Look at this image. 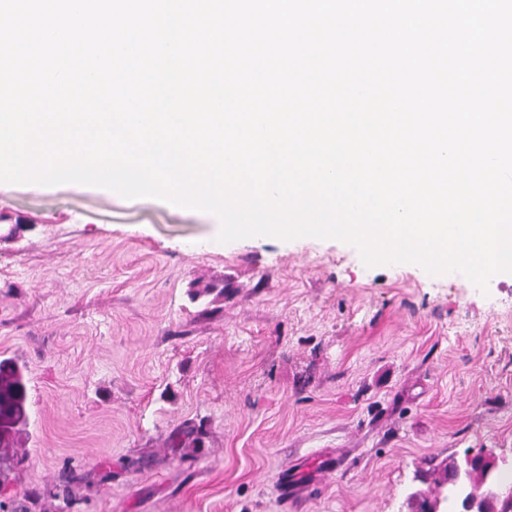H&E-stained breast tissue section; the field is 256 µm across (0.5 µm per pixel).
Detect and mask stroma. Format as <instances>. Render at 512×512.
<instances>
[{
	"mask_svg": "<svg viewBox=\"0 0 512 512\" xmlns=\"http://www.w3.org/2000/svg\"><path fill=\"white\" fill-rule=\"evenodd\" d=\"M215 216L0 183V360L28 512H413L427 460L512 473V273L366 266L349 243L216 244ZM28 421L25 378L11 359L0 360V448H10L18 427Z\"/></svg>",
	"mask_w": 512,
	"mask_h": 512,
	"instance_id": "35a3bbf8",
	"label": "stroma"
}]
</instances>
